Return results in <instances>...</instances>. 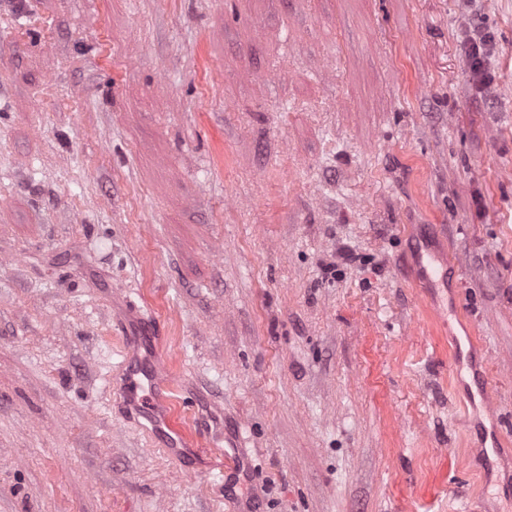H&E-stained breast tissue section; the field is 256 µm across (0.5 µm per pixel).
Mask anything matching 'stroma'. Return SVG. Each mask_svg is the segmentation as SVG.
Returning a JSON list of instances; mask_svg holds the SVG:
<instances>
[{
    "label": "stroma",
    "instance_id": "stroma-1",
    "mask_svg": "<svg viewBox=\"0 0 512 512\" xmlns=\"http://www.w3.org/2000/svg\"><path fill=\"white\" fill-rule=\"evenodd\" d=\"M115 287L240 469L114 405ZM250 503L512 512V0H0V512ZM464 50L474 79L478 84L485 85L490 79L487 64L493 54L491 35L479 24L473 25L465 38Z\"/></svg>",
    "mask_w": 512,
    "mask_h": 512
}]
</instances>
